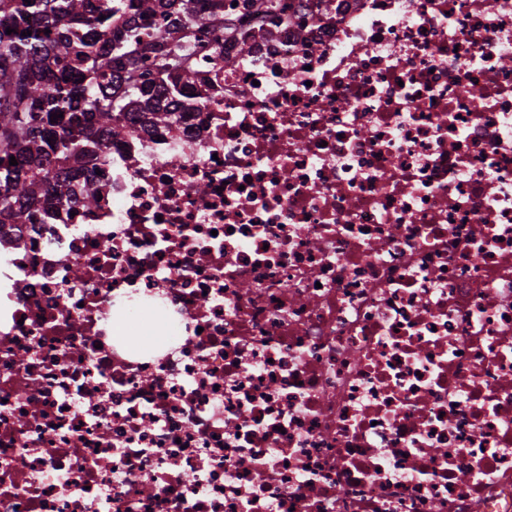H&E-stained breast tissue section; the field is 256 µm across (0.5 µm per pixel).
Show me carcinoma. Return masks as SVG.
Wrapping results in <instances>:
<instances>
[{"label": "carcinoma", "instance_id": "obj_1", "mask_svg": "<svg viewBox=\"0 0 512 512\" xmlns=\"http://www.w3.org/2000/svg\"><path fill=\"white\" fill-rule=\"evenodd\" d=\"M2 14L15 32L0 33V225L19 223L51 191L62 206L93 203L64 191L67 172L101 156L131 115L170 120L194 80L170 17L185 34L200 24L178 0H0ZM143 16L164 25L148 31ZM113 75L119 95L101 84Z\"/></svg>", "mask_w": 512, "mask_h": 512}]
</instances>
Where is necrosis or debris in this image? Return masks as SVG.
I'll return each mask as SVG.
<instances>
[{
  "mask_svg": "<svg viewBox=\"0 0 512 512\" xmlns=\"http://www.w3.org/2000/svg\"><path fill=\"white\" fill-rule=\"evenodd\" d=\"M283 3L0 229V512H512V0Z\"/></svg>",
  "mask_w": 512,
  "mask_h": 512,
  "instance_id": "necrosis-or-debris-1",
  "label": "necrosis or debris"
}]
</instances>
